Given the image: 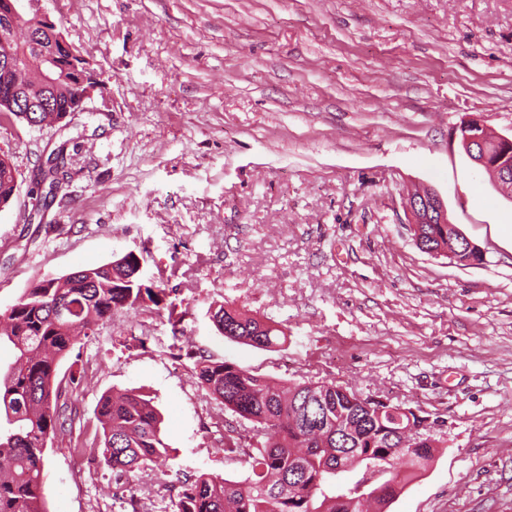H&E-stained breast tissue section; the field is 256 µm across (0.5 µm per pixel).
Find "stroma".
<instances>
[{"label":"stroma","instance_id":"stroma-1","mask_svg":"<svg viewBox=\"0 0 512 512\" xmlns=\"http://www.w3.org/2000/svg\"><path fill=\"white\" fill-rule=\"evenodd\" d=\"M97 71L68 125L0 120L17 192L0 210V313L32 283L145 259L168 305L103 320L63 360L71 408L46 452L48 512H173L182 482L240 479L234 417L193 375L202 355L274 382L328 381L441 417L429 468L389 512H512V200L449 135L512 133V0H42ZM68 177L30 191L48 158ZM485 253L420 250L424 186ZM232 303L283 329L228 339ZM160 411L169 459L115 480L100 397ZM218 330L229 339L258 348H272L279 344L285 333L247 312L231 305H221L213 314Z\"/></svg>","mask_w":512,"mask_h":512}]
</instances>
